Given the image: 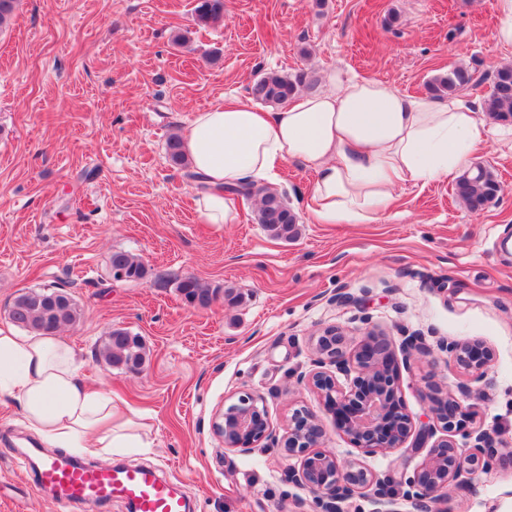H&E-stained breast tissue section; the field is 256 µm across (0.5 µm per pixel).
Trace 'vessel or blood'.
I'll list each match as a JSON object with an SVG mask.
<instances>
[{
  "label": "vessel or blood",
  "instance_id": "1",
  "mask_svg": "<svg viewBox=\"0 0 512 512\" xmlns=\"http://www.w3.org/2000/svg\"><path fill=\"white\" fill-rule=\"evenodd\" d=\"M35 485L50 490L57 512L73 503L102 505L120 499L135 512H184L182 499L154 470L138 467L68 463H41Z\"/></svg>",
  "mask_w": 512,
  "mask_h": 512
}]
</instances>
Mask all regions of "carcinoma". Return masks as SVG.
I'll list each match as a JSON object with an SVG mask.
<instances>
[{
  "instance_id": "obj_1",
  "label": "carcinoma",
  "mask_w": 512,
  "mask_h": 512,
  "mask_svg": "<svg viewBox=\"0 0 512 512\" xmlns=\"http://www.w3.org/2000/svg\"><path fill=\"white\" fill-rule=\"evenodd\" d=\"M223 17L224 0H198L194 8V22L199 28L209 27ZM486 81L489 82V91L483 100L484 112L496 121L512 122V64L502 65L490 74L476 68L454 67L430 79L426 89L432 97L441 99L475 88ZM302 86L311 91L315 87V80H308L302 74L293 76L270 72L252 84L250 94L260 103L283 106L299 93ZM167 155L173 166H189L180 136L169 137ZM502 191L503 187L494 171L486 166L464 173L455 183V195L472 212L483 210ZM228 192L243 197L259 196L256 220L272 237L288 241L298 235V215L279 193L252 184L230 188ZM110 263L126 267L130 281L141 280L147 273L145 264L125 251L113 252ZM177 290L195 308L210 307L218 294L217 290L204 286L192 275L183 277L178 282ZM26 297L24 293L13 300L8 317L29 332L53 335L72 326L80 317L76 303L67 293L59 297L60 305L51 318L37 304V297H32V302L28 304L25 303ZM102 354L110 366L135 371L144 362L145 345L141 337L131 335L124 328H114L105 339Z\"/></svg>"
}]
</instances>
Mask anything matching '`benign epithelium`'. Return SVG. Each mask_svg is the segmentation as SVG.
I'll return each mask as SVG.
<instances>
[{"label": "benign epithelium", "mask_w": 512, "mask_h": 512, "mask_svg": "<svg viewBox=\"0 0 512 512\" xmlns=\"http://www.w3.org/2000/svg\"><path fill=\"white\" fill-rule=\"evenodd\" d=\"M438 349L450 354L453 362L477 379L483 378L491 353L482 342H437ZM405 360L414 354H431L426 337L419 333L401 342ZM314 369L308 382L324 399L325 407L336 421V429L365 453L396 451L412 442L409 451L416 453L430 438H435L426 457L407 481L414 492L416 512H430L429 504L440 499V491L454 481L461 488L492 468L496 458L512 460V448L501 453L495 448L493 435L475 424L466 402L470 390L428 396L429 412L442 424V436L436 427L413 426L409 414L402 411L398 395L397 366L391 340L381 331L371 330L354 341L335 326H328L317 336L312 360ZM334 370H329V367ZM353 375L349 390H343L336 375ZM471 424L465 436L472 446L461 448L453 433ZM212 428L224 447L248 452L262 443L275 442L267 420L264 399L259 395H242L238 401L216 414ZM326 431L312 413L300 410L293 414L280 447L297 464L288 468V482L305 487L314 495L320 512H342V503L362 495L373 505L372 512L392 509L402 480L384 478L357 462L340 460L321 448Z\"/></svg>", "instance_id": "benign-epithelium-1"}]
</instances>
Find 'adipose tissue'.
Instances as JSON below:
<instances>
[{
	"instance_id": "ef3b65f1",
	"label": "adipose tissue",
	"mask_w": 512,
	"mask_h": 512,
	"mask_svg": "<svg viewBox=\"0 0 512 512\" xmlns=\"http://www.w3.org/2000/svg\"><path fill=\"white\" fill-rule=\"evenodd\" d=\"M488 142L485 123L462 99L439 102L339 75L323 93L297 95L284 112L225 100L194 113L183 136L207 224L236 223L231 187L273 184L293 160L315 175L307 208L318 223L369 224L388 210L397 187L456 178ZM80 364L62 336L0 327V395L22 408L31 432L49 447L89 457L142 447L134 411L84 382Z\"/></svg>"
}]
</instances>
